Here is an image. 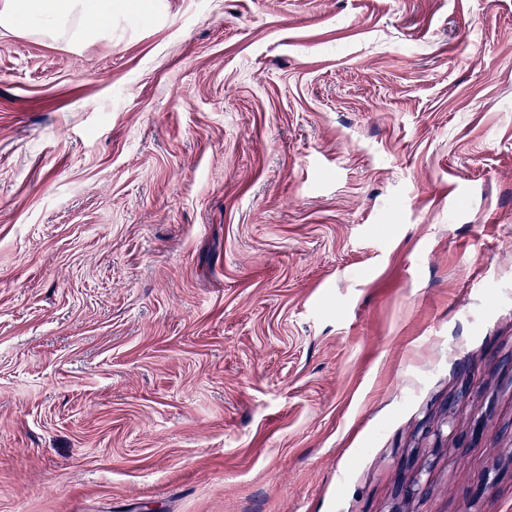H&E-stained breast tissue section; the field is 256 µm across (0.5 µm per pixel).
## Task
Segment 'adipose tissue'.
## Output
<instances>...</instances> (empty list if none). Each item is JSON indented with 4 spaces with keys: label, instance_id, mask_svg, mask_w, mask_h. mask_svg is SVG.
I'll return each mask as SVG.
<instances>
[{
    "label": "adipose tissue",
    "instance_id": "adipose-tissue-1",
    "mask_svg": "<svg viewBox=\"0 0 512 512\" xmlns=\"http://www.w3.org/2000/svg\"><path fill=\"white\" fill-rule=\"evenodd\" d=\"M36 21L53 36L69 28L91 35L112 26V0H0V27L16 30L21 20Z\"/></svg>",
    "mask_w": 512,
    "mask_h": 512
}]
</instances>
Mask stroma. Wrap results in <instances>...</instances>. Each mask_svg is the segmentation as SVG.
<instances>
[{"label":"stroma","mask_w":512,"mask_h":512,"mask_svg":"<svg viewBox=\"0 0 512 512\" xmlns=\"http://www.w3.org/2000/svg\"><path fill=\"white\" fill-rule=\"evenodd\" d=\"M0 512H512V0L0 28Z\"/></svg>","instance_id":"35a3bbf8"}]
</instances>
